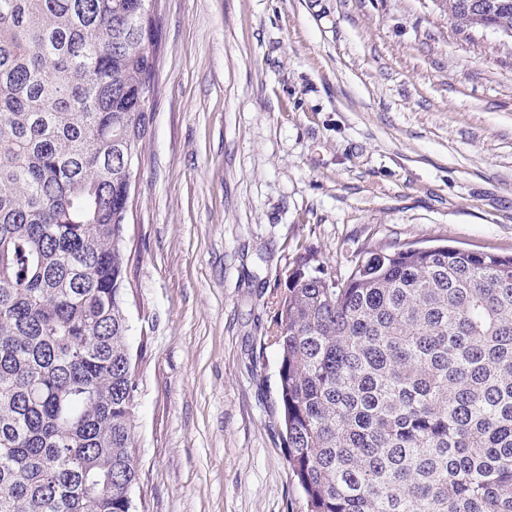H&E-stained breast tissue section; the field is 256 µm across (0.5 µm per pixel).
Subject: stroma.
<instances>
[{
	"mask_svg": "<svg viewBox=\"0 0 512 512\" xmlns=\"http://www.w3.org/2000/svg\"><path fill=\"white\" fill-rule=\"evenodd\" d=\"M125 226L137 512H304L267 341L288 267L512 253V40L434 0H158Z\"/></svg>",
	"mask_w": 512,
	"mask_h": 512,
	"instance_id": "35a3bbf8",
	"label": "stroma"
}]
</instances>
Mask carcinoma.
<instances>
[{
	"instance_id": "carcinoma-1",
	"label": "carcinoma",
	"mask_w": 512,
	"mask_h": 512,
	"mask_svg": "<svg viewBox=\"0 0 512 512\" xmlns=\"http://www.w3.org/2000/svg\"><path fill=\"white\" fill-rule=\"evenodd\" d=\"M150 0H0V512H136L129 156ZM512 37V0H436ZM277 398L305 512H512V256L378 246L288 268Z\"/></svg>"
}]
</instances>
